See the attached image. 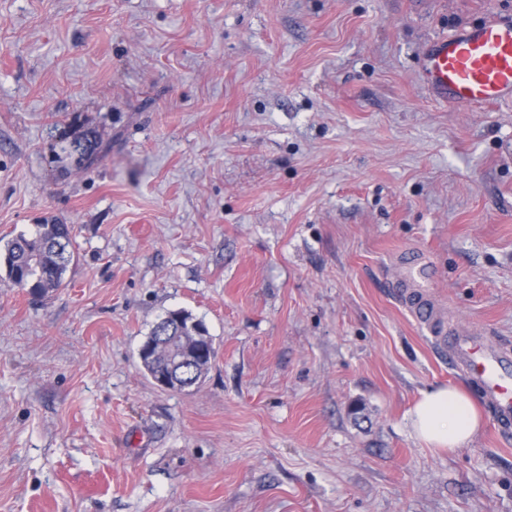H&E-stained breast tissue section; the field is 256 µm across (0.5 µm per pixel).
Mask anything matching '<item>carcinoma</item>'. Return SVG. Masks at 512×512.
I'll list each match as a JSON object with an SVG mask.
<instances>
[{"label": "carcinoma", "instance_id": "obj_1", "mask_svg": "<svg viewBox=\"0 0 512 512\" xmlns=\"http://www.w3.org/2000/svg\"><path fill=\"white\" fill-rule=\"evenodd\" d=\"M73 227L70 224H38L30 234H20L0 247V268L13 288H27L33 296H44L61 287L73 261ZM193 317L184 310L169 312L151 335L168 329L188 328Z\"/></svg>", "mask_w": 512, "mask_h": 512}]
</instances>
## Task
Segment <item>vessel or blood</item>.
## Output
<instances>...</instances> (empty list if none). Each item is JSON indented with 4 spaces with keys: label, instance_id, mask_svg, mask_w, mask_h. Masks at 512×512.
Wrapping results in <instances>:
<instances>
[{
    "label": "vessel or blood",
    "instance_id": "vessel-or-blood-1",
    "mask_svg": "<svg viewBox=\"0 0 512 512\" xmlns=\"http://www.w3.org/2000/svg\"><path fill=\"white\" fill-rule=\"evenodd\" d=\"M427 86L438 100L459 108L512 102V18H493L438 39L424 57ZM412 288L403 302L439 353L481 392L497 430L512 427V352L464 328L447 333L427 297L426 264L408 263Z\"/></svg>",
    "mask_w": 512,
    "mask_h": 512
}]
</instances>
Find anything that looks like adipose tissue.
Returning a JSON list of instances; mask_svg holds the SVG:
<instances>
[{"instance_id":"adipose-tissue-1","label":"adipose tissue","mask_w":512,"mask_h":512,"mask_svg":"<svg viewBox=\"0 0 512 512\" xmlns=\"http://www.w3.org/2000/svg\"><path fill=\"white\" fill-rule=\"evenodd\" d=\"M409 416L416 438L435 449L453 451L466 447L481 427L473 397L457 387L438 386L422 391Z\"/></svg>"}]
</instances>
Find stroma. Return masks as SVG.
I'll return each instance as SVG.
<instances>
[{"mask_svg": "<svg viewBox=\"0 0 512 512\" xmlns=\"http://www.w3.org/2000/svg\"><path fill=\"white\" fill-rule=\"evenodd\" d=\"M512 0H0V245L75 227L66 283L0 282V512H512L488 408L401 301L512 348V103L426 89L436 39ZM203 322L205 382L138 350ZM193 317L189 312L185 310H176L169 312L160 322H158L152 329L150 336H159V331H165L172 328L174 332L178 331L180 326L184 329H188V325L193 330V326L196 321H193ZM188 322H191L188 324ZM180 324V325H179ZM194 331V330H193ZM162 340L167 343H177L179 336H159ZM413 432L429 448H466L481 427L475 400L465 390L438 386L421 392L409 410Z\"/></svg>", "mask_w": 512, "mask_h": 512, "instance_id": "1", "label": "stroma"}]
</instances>
